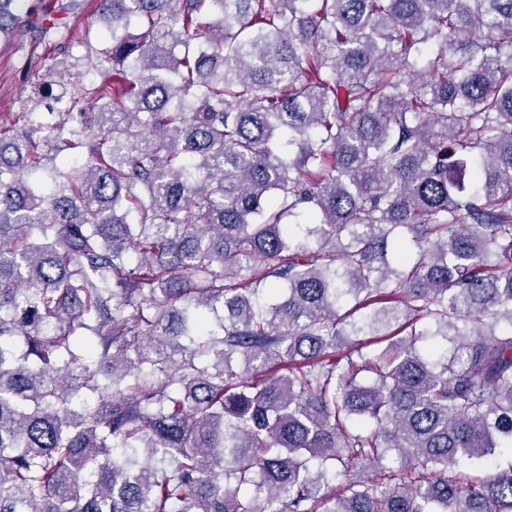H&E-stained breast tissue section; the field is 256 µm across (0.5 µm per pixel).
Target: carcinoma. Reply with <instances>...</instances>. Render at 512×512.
Here are the masks:
<instances>
[{"mask_svg": "<svg viewBox=\"0 0 512 512\" xmlns=\"http://www.w3.org/2000/svg\"><path fill=\"white\" fill-rule=\"evenodd\" d=\"M97 13L0 125V512H512V0Z\"/></svg>", "mask_w": 512, "mask_h": 512, "instance_id": "1", "label": "carcinoma"}]
</instances>
